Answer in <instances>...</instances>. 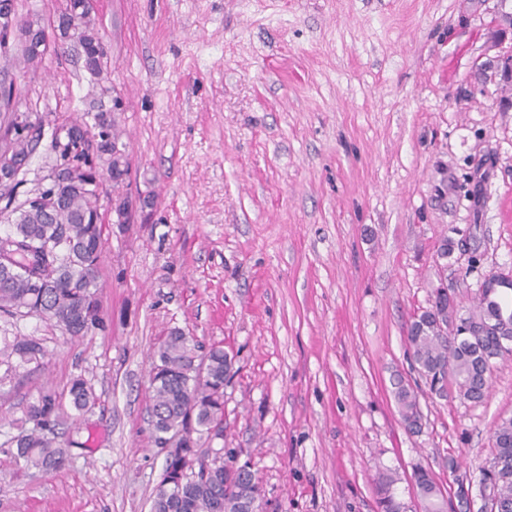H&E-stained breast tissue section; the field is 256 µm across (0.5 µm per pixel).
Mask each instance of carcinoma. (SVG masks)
Segmentation results:
<instances>
[{"mask_svg": "<svg viewBox=\"0 0 512 512\" xmlns=\"http://www.w3.org/2000/svg\"><path fill=\"white\" fill-rule=\"evenodd\" d=\"M80 0H66L57 30L61 39L72 40L81 48L83 67L99 87L89 107L92 122L87 128L100 129L94 168L79 166L62 170L57 199L50 206L35 207L16 199V187L0 190L5 205L0 211L11 216L9 229L0 235V314L35 316L55 323L73 338L87 335L102 325L98 278L103 248L102 225L98 217L99 196L88 186L98 170L105 180L118 184L129 172L127 156L115 152L113 113L119 101L108 107L104 98L111 93L105 46L98 37L88 9H79ZM46 27L36 15L21 18V26L8 42L0 40V56L6 60L21 56L24 63L39 61L38 49ZM19 80L0 83V150L10 161L9 171L24 183L30 159L40 142L42 125L13 134L1 132L10 125V113L21 96ZM490 324L511 326L512 311L501 301V293L480 290L473 305L459 313L448 300L431 298L430 306L414 318L407 332V344L418 376L429 391L438 394L449 383L458 397L471 404L482 403L488 393L492 361L512 355V335L488 332L473 336L471 331ZM468 331L462 338L454 330ZM45 348L34 336H16L0 349V365L37 362ZM230 366L224 362V349H208L193 336L171 331L155 351L151 377V418L156 443H166L179 433L184 436L167 453L166 466L151 498L150 512H237V502L256 499L257 482L224 458L207 467L186 468L188 460L210 451L224 431L214 432L224 422V381ZM70 405L63 404L56 392L44 390L27 410L25 421L33 427L16 439L15 458L24 470L52 473L69 461L67 445L58 441V429L71 418L92 409V386L77 376L70 382ZM393 398L400 417L409 429L421 417L418 391L402 378L394 382ZM491 438L495 453L482 481L491 487L489 512H512V418L494 425ZM393 480L379 479L381 512H399L392 494ZM414 486L425 512H444L447 506L441 487L425 469L414 474Z\"/></svg>", "mask_w": 512, "mask_h": 512, "instance_id": "obj_1", "label": "carcinoma"}]
</instances>
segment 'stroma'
Masks as SVG:
<instances>
[{
	"label": "stroma",
	"mask_w": 512,
	"mask_h": 512,
	"mask_svg": "<svg viewBox=\"0 0 512 512\" xmlns=\"http://www.w3.org/2000/svg\"><path fill=\"white\" fill-rule=\"evenodd\" d=\"M498 0H94L130 174L148 223L103 226V325L73 339L0 315V341L46 353L0 379V512H149L165 466L150 418L153 354L179 329L222 347L224 445L251 462L263 512H377L394 478L442 491L479 480L512 417V356L490 390L419 394L402 423L392 380L417 382L407 326L447 284L459 307L512 271V82L475 66L512 33ZM92 81L49 52L18 102L45 133L22 186L48 171L50 133L81 118ZM457 251L441 259L444 240ZM95 407L61 428L70 462L22 472L14 422L74 376ZM459 464L450 473L448 458Z\"/></svg>",
	"instance_id": "1"
}]
</instances>
